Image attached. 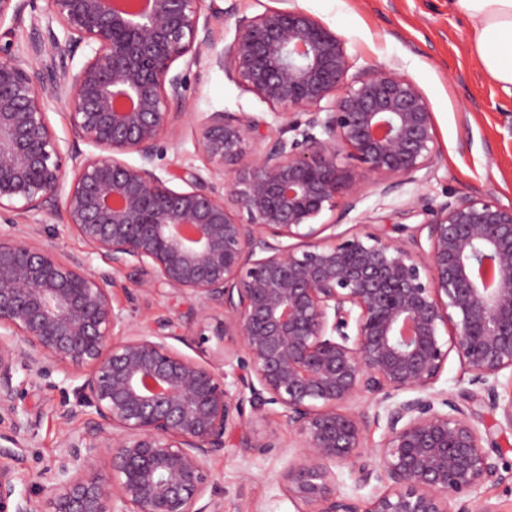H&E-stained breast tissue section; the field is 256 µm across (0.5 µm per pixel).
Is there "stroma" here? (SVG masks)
Wrapping results in <instances>:
<instances>
[{"label": "stroma", "instance_id": "35a3bbf8", "mask_svg": "<svg viewBox=\"0 0 512 512\" xmlns=\"http://www.w3.org/2000/svg\"><path fill=\"white\" fill-rule=\"evenodd\" d=\"M292 4L342 35L357 67L391 68L412 79L428 98L437 122L440 155L429 176L385 198L365 190L357 212L343 221V229L355 227L362 212L378 218L395 215L401 223L416 226L421 218L409 215L408 208L419 198L437 205L455 193L512 202V94L492 82L472 54L470 24L464 14L449 8L448 0H292ZM280 5L281 0H205L211 42L201 50L203 64L188 77L189 111L225 110L267 117V104L223 71L208 67L205 59L233 42L238 18ZM46 23V2L37 0L35 11L25 12L20 23L0 26V48L9 50L18 61H28L34 33ZM174 163L202 172L209 166L194 146L191 126L181 127L178 141L166 144L158 161L164 169ZM113 297L115 304L130 306L134 322L143 326L185 313L195 305L194 299L186 297L132 303L120 287L114 288ZM44 369V376L27 389L33 436L21 451L18 487L22 490L58 455L65 432L58 411L61 405L75 401L74 381L64 380L52 364H45ZM268 411V418L256 420L253 427L260 432L275 429L281 451L246 457L223 454L209 463L224 491L223 512H239L245 501L255 512H296L280 488L278 475L287 462L286 450L295 449L298 439L278 423L276 406H269ZM478 413L484 425L493 427L507 470L490 502L495 512H512V431L497 429L496 416L488 408H479Z\"/></svg>", "mask_w": 512, "mask_h": 512}]
</instances>
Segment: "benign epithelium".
<instances>
[{"label": "benign epithelium", "mask_w": 512, "mask_h": 512, "mask_svg": "<svg viewBox=\"0 0 512 512\" xmlns=\"http://www.w3.org/2000/svg\"><path fill=\"white\" fill-rule=\"evenodd\" d=\"M203 2L46 0L31 62L0 49V512H222L209 460L281 447L253 429L268 405L299 440L279 474L297 512H493L497 444L471 404L512 430V394L497 390L512 370V203L416 201L417 228L324 235L365 185L384 198L431 173L429 100L392 69L355 68L346 39L294 7L240 18L209 59L272 121L188 112L179 66L210 39ZM31 3L0 0V25ZM51 99L68 108L67 150ZM183 123L205 176L157 173L160 141ZM58 211L85 255L43 238L36 216ZM96 253L112 273L92 270ZM116 286L196 307L140 326ZM453 353L468 374L456 394L435 389ZM46 361L81 384L36 505L17 490L32 422L14 375L33 383ZM336 466L376 482L371 498L341 492Z\"/></svg>", "instance_id": "1"}]
</instances>
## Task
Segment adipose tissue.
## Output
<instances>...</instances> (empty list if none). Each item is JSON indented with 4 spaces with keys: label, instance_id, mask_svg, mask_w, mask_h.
Wrapping results in <instances>:
<instances>
[{
    "label": "adipose tissue",
    "instance_id": "adipose-tissue-1",
    "mask_svg": "<svg viewBox=\"0 0 512 512\" xmlns=\"http://www.w3.org/2000/svg\"><path fill=\"white\" fill-rule=\"evenodd\" d=\"M472 23L471 51L486 75L512 93V0H448Z\"/></svg>",
    "mask_w": 512,
    "mask_h": 512
}]
</instances>
